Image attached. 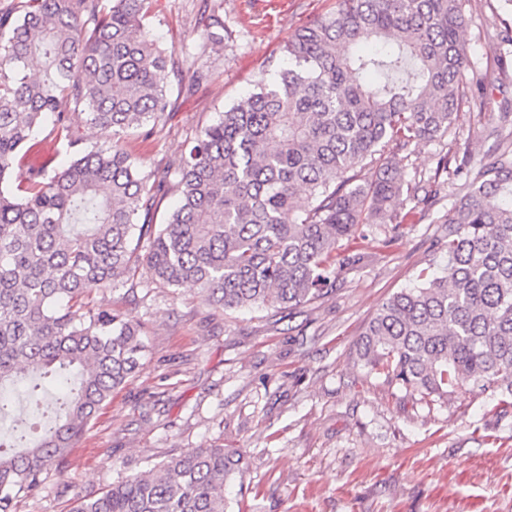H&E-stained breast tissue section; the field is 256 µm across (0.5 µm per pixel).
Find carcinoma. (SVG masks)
Listing matches in <instances>:
<instances>
[{"label":"carcinoma","mask_w":512,"mask_h":512,"mask_svg":"<svg viewBox=\"0 0 512 512\" xmlns=\"http://www.w3.org/2000/svg\"><path fill=\"white\" fill-rule=\"evenodd\" d=\"M464 0H336L283 46L288 67L190 141L173 173L145 171L124 149L131 129L166 111L169 55L145 31L153 0H18L0 11V390L31 396L37 380L75 375L51 420L0 452V512L41 490L101 406L145 357L140 321L91 293L133 277L190 285L223 311L280 312L333 292L370 257L364 227H399L396 201L430 199L391 145L440 142L468 81ZM111 141L81 148L68 109ZM56 115L54 155L70 164L10 184L42 150L35 128ZM465 178L444 225L448 275L387 298L356 345L357 363L431 401L490 393L512 407V137L480 159L439 152L435 175ZM178 195L153 223L159 187ZM146 244L144 257L137 251ZM242 453L203 447L83 498L74 512H228L224 485Z\"/></svg>","instance_id":"1"}]
</instances>
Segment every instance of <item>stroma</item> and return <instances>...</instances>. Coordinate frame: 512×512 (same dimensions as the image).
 Returning a JSON list of instances; mask_svg holds the SVG:
<instances>
[{"instance_id": "1", "label": "stroma", "mask_w": 512, "mask_h": 512, "mask_svg": "<svg viewBox=\"0 0 512 512\" xmlns=\"http://www.w3.org/2000/svg\"><path fill=\"white\" fill-rule=\"evenodd\" d=\"M335 0H154L150 38L172 53L169 106L150 134L126 137L146 170L172 168L187 140L254 91L296 28ZM219 11L220 42L204 18ZM472 89L455 123L458 147L496 146L493 116L512 112V53L499 47L503 0H465ZM463 194L444 189L432 210L400 203L395 244H379L342 273L332 294L288 314L224 312L195 288H163L147 265L131 287L94 291L102 308L134 317L146 355L90 430L20 512H72L169 455L237 448L249 469L226 490L233 512H512V412L487 414L477 392L427 404L355 365L365 322L420 273L445 275L448 248L433 213Z\"/></svg>"}]
</instances>
